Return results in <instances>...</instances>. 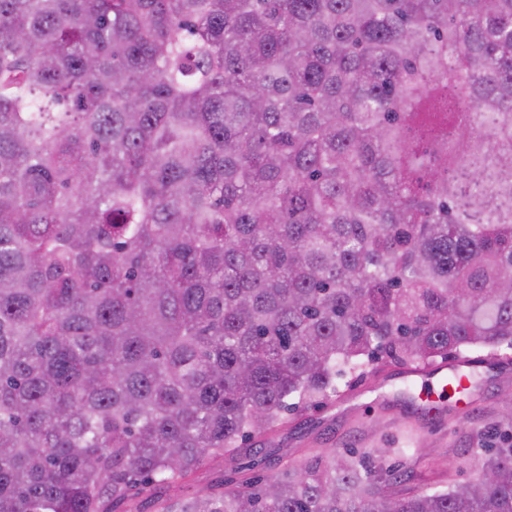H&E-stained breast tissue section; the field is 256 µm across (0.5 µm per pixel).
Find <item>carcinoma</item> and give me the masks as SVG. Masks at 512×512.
<instances>
[{
    "label": "carcinoma",
    "instance_id": "carcinoma-1",
    "mask_svg": "<svg viewBox=\"0 0 512 512\" xmlns=\"http://www.w3.org/2000/svg\"><path fill=\"white\" fill-rule=\"evenodd\" d=\"M474 348L512 350V0H0V512H512V445L161 494Z\"/></svg>",
    "mask_w": 512,
    "mask_h": 512
}]
</instances>
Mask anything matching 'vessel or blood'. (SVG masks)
<instances>
[{
  "label": "vessel or blood",
  "mask_w": 512,
  "mask_h": 512,
  "mask_svg": "<svg viewBox=\"0 0 512 512\" xmlns=\"http://www.w3.org/2000/svg\"><path fill=\"white\" fill-rule=\"evenodd\" d=\"M472 364L468 361L453 362L434 367H411L404 377L411 390L407 392L408 410L426 417H433L440 411L441 397L450 383H457L459 392L470 388Z\"/></svg>",
  "instance_id": "obj_1"
}]
</instances>
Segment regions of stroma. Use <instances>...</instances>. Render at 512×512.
<instances>
[{"mask_svg": "<svg viewBox=\"0 0 512 512\" xmlns=\"http://www.w3.org/2000/svg\"><path fill=\"white\" fill-rule=\"evenodd\" d=\"M468 357L479 365L476 389L448 401L435 420L421 421L400 406L403 368L381 360L338 378L336 397L285 412L281 428L254 438L250 451L206 459L190 481L171 486L166 495L202 494L222 479L268 477L282 467L348 449L365 454L397 449L403 468L389 476L388 486L403 496L471 482L480 474L477 453L489 446L491 435L512 436V418L506 415L512 405V359L496 369L489 366L486 349H472Z\"/></svg>", "mask_w": 512, "mask_h": 512, "instance_id": "stroma-1", "label": "stroma"}]
</instances>
